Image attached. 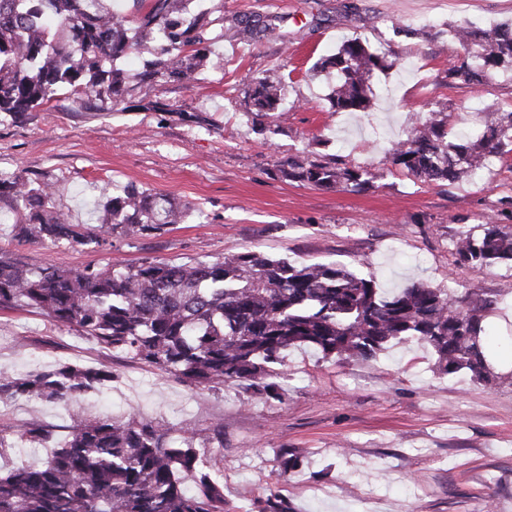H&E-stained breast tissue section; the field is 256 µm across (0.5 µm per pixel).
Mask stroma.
<instances>
[{"instance_id": "stroma-1", "label": "stroma", "mask_w": 512, "mask_h": 512, "mask_svg": "<svg viewBox=\"0 0 512 512\" xmlns=\"http://www.w3.org/2000/svg\"><path fill=\"white\" fill-rule=\"evenodd\" d=\"M224 14L213 53L223 65L189 83H131L114 105L63 95L20 120L0 116V171H25L56 192L75 224H95L103 190L128 184L194 212L144 236L113 234L92 249L24 242L0 210V252L31 267H104L145 261H211L247 251L296 263H336L389 293L419 281L455 298L495 301L483 341L494 385L442 373L431 350L395 344L369 363H337L310 349L288 352L281 399L237 384L192 388L177 377L102 348L73 327L23 308L0 310V368L23 377L58 363L109 370L88 393L91 413L162 420L173 435L224 427V445L199 448L219 460L230 512H258L267 484L284 487L293 512H512V266L457 263L460 229L512 223V157L448 185L402 173L388 141L420 113L512 111V73L452 87L449 67L465 52L442 29L512 21V0H206ZM283 17L281 35L241 40L237 17ZM358 37L386 53L367 112L331 111L330 82L313 65ZM279 79L276 112L257 115L256 78ZM346 162L371 174L365 189L327 190L288 179L289 158ZM37 422L56 437L68 407L39 399L0 403L5 461L44 463L49 449L20 441ZM301 468L280 474L283 449Z\"/></svg>"}]
</instances>
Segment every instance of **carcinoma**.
Returning a JSON list of instances; mask_svg holds the SVG:
<instances>
[{
    "instance_id": "cac0c4a2",
    "label": "carcinoma",
    "mask_w": 512,
    "mask_h": 512,
    "mask_svg": "<svg viewBox=\"0 0 512 512\" xmlns=\"http://www.w3.org/2000/svg\"><path fill=\"white\" fill-rule=\"evenodd\" d=\"M122 16L112 0H0V114L22 119L61 92L118 101L132 78L119 62L147 51L139 76L190 82L211 63L224 38V17L196 0H133ZM470 60L448 68V84L473 85L512 70V26L451 29ZM386 56L358 38L314 66L334 80L335 112L371 107L372 78ZM282 81H255L256 111H275ZM512 153V112H492L482 135L454 131L447 117L428 112L407 138L390 149L393 165L427 182L454 183L486 157ZM284 176L325 189H360L367 173L305 154L288 160ZM0 203L16 216L17 236L99 247L119 230L158 232L188 218L191 207L128 186L102 192L99 224H72L55 204V191L33 185L21 172H0ZM462 263H512V227L490 224L479 236L459 233ZM31 308L72 326L102 346L177 376L191 387L233 382L267 399L281 397L285 353L307 347L338 361L369 362L392 343H416L437 355L445 374L462 370L484 385L497 376L481 343L484 319L495 302L453 298L415 282L384 296L371 278L333 263L295 265L286 258L247 251L212 261L154 260L121 268L29 269L0 256V309ZM109 371L58 364L25 377L0 370V401L34 398L65 406L100 391ZM20 438L54 443L40 466L0 469V512H228L215 458L198 455L196 441L224 447V431H185L146 419L75 414L62 439L39 423L22 424ZM195 474V489L181 474ZM261 512H290L278 485L266 489Z\"/></svg>"
}]
</instances>
